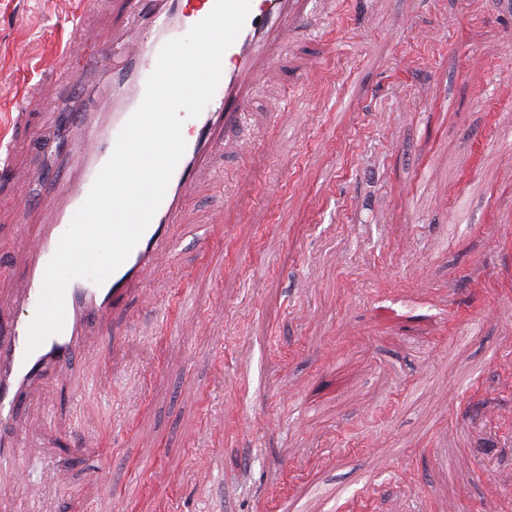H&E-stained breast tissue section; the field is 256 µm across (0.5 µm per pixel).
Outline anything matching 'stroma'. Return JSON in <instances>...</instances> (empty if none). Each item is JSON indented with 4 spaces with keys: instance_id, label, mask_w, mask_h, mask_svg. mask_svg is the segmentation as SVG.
<instances>
[{
    "instance_id": "1",
    "label": "stroma",
    "mask_w": 512,
    "mask_h": 512,
    "mask_svg": "<svg viewBox=\"0 0 512 512\" xmlns=\"http://www.w3.org/2000/svg\"><path fill=\"white\" fill-rule=\"evenodd\" d=\"M243 126L118 311L120 352L19 424L7 512H512V13L312 0ZM78 0H0V316L56 202L53 104ZM98 0L96 54L127 24ZM41 196L19 211L32 180Z\"/></svg>"
}]
</instances>
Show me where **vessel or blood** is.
Here are the masks:
<instances>
[{
	"instance_id": "b4317fda",
	"label": "vessel or blood",
	"mask_w": 512,
	"mask_h": 512,
	"mask_svg": "<svg viewBox=\"0 0 512 512\" xmlns=\"http://www.w3.org/2000/svg\"><path fill=\"white\" fill-rule=\"evenodd\" d=\"M214 3L137 0L128 33L103 47L104 55L120 58V70L101 72L94 60L87 59L64 73L67 81L84 86L85 93L78 102L59 103L67 116L61 140L69 146L71 173L58 185L62 202L50 223L26 241L31 262L17 283V313L0 320V460L20 458L22 443L14 428L15 419L43 372L66 375L83 363L82 346L89 330H97L116 343L127 336L128 327H116L113 312L130 292L143 289L153 266L169 260L174 249L170 230L181 222L197 172L212 150L213 135L245 120L248 99L242 93L243 85L260 82L252 63L265 53L273 31L294 25L299 8L297 0H250L247 20L223 55L222 77L212 101L182 126L186 149L148 228L103 285L84 278L68 284L62 330L29 348L28 329L40 301L46 266L112 155L119 132L142 102L161 47L187 34L209 15Z\"/></svg>"
}]
</instances>
